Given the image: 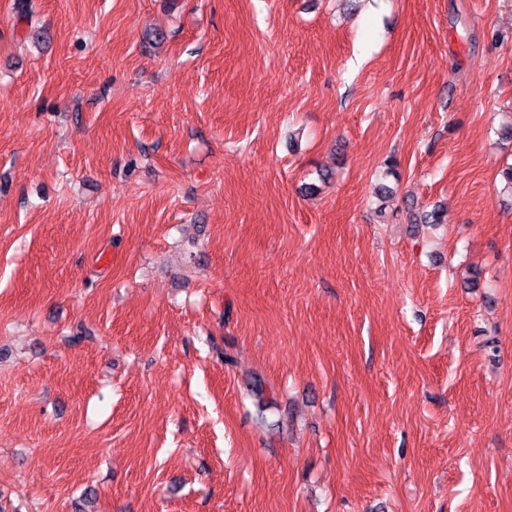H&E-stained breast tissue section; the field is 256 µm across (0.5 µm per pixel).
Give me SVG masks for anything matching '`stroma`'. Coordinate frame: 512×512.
I'll use <instances>...</instances> for the list:
<instances>
[{
    "mask_svg": "<svg viewBox=\"0 0 512 512\" xmlns=\"http://www.w3.org/2000/svg\"><path fill=\"white\" fill-rule=\"evenodd\" d=\"M343 2L0 0V512H512V0Z\"/></svg>",
    "mask_w": 512,
    "mask_h": 512,
    "instance_id": "1",
    "label": "stroma"
}]
</instances>
